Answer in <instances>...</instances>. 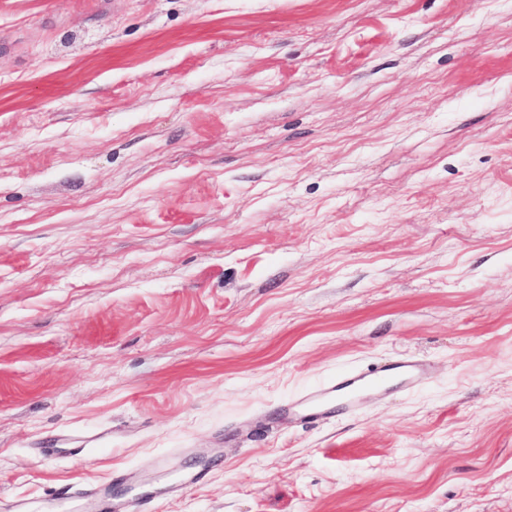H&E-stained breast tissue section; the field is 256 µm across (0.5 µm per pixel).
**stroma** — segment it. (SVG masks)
Returning a JSON list of instances; mask_svg holds the SVG:
<instances>
[{"mask_svg":"<svg viewBox=\"0 0 512 512\" xmlns=\"http://www.w3.org/2000/svg\"><path fill=\"white\" fill-rule=\"evenodd\" d=\"M116 471L512 512V0H0V498ZM433 373V364L414 356H402L373 371L349 370L325 380L303 396L301 419H313L326 413L346 416L356 412L360 394L371 390L385 397L396 390H411L425 383Z\"/></svg>","mask_w":512,"mask_h":512,"instance_id":"1","label":"stroma"}]
</instances>
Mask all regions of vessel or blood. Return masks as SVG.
<instances>
[{"label":"vessel or blood","mask_w":512,"mask_h":512,"mask_svg":"<svg viewBox=\"0 0 512 512\" xmlns=\"http://www.w3.org/2000/svg\"><path fill=\"white\" fill-rule=\"evenodd\" d=\"M433 373L432 363L424 358L403 356L372 371L349 370L325 380L303 397L302 418L313 419L327 413L346 416L356 412L360 395L369 390L387 396L396 390H411L425 383ZM72 503L82 512H112L107 486L64 485L46 498L42 512H55L58 505Z\"/></svg>","instance_id":"b4317fda"}]
</instances>
